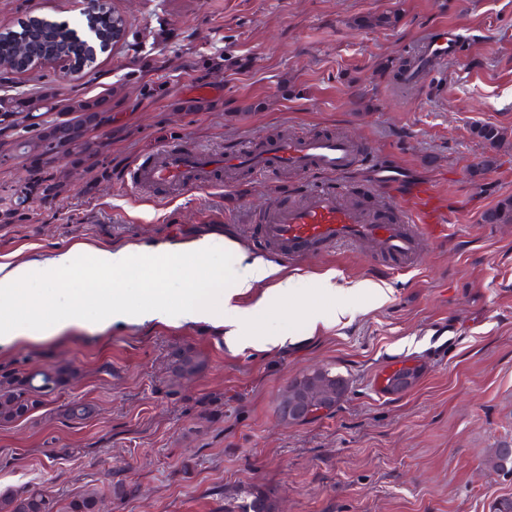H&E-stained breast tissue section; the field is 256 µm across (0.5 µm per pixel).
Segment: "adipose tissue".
I'll return each instance as SVG.
<instances>
[{
    "mask_svg": "<svg viewBox=\"0 0 512 512\" xmlns=\"http://www.w3.org/2000/svg\"><path fill=\"white\" fill-rule=\"evenodd\" d=\"M219 247V242L211 238L159 243L147 249L132 244H111L88 253L82 246L72 245L23 260L0 261V348L20 339H39L64 332L87 314L91 317V325L101 331L116 324L208 322L224 326V343L228 348L245 349L250 342L241 333L243 326L288 296L298 294L300 280L282 274L278 267L236 247L230 248L225 264L207 270V277L219 283L208 297L191 303H176L157 288L151 303L132 306L116 288L112 291L110 304L102 306L98 303L102 293L101 274L137 266L143 252L155 255L157 268L162 271L174 264L198 262ZM42 270L52 271L57 276L52 299L54 317H14L18 284L31 281ZM76 276L85 279L87 286L75 294L68 283ZM242 297L248 298V305H239L238 300Z\"/></svg>",
    "mask_w": 512,
    "mask_h": 512,
    "instance_id": "adipose-tissue-1",
    "label": "adipose tissue"
}]
</instances>
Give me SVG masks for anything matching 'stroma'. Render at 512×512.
Returning a JSON list of instances; mask_svg holds the SVG:
<instances>
[{
	"mask_svg": "<svg viewBox=\"0 0 512 512\" xmlns=\"http://www.w3.org/2000/svg\"><path fill=\"white\" fill-rule=\"evenodd\" d=\"M110 2L128 33L96 69L50 65L0 80V97L53 86L47 122L67 119L70 96L112 91L111 146L98 167L64 151L33 161L0 133V257L201 237L249 253L255 216L313 184H346L350 203L390 216L407 201L405 181L380 188L362 170L241 175L232 187L222 173L214 187L184 191L125 184L135 158L178 136L217 154L284 133L344 137L446 194L449 223L407 269L388 268L368 244L283 264L301 292L246 329L256 342L293 336L283 347L234 352L208 323H79L0 348L1 374L64 373L26 417L0 423V490L37 488L66 503L95 488L100 512H225L250 493L275 512H499L512 502V477L484 465L490 449L512 445V223L485 220L512 196V151L473 176L483 148L470 134L477 123L512 131V0ZM83 8L0 0V26L32 15L81 25ZM380 16L397 22L377 24ZM441 24L465 35L456 58L403 84L395 63ZM40 171L63 177L65 190H34ZM223 260L219 251L168 268L160 282L183 300ZM328 272L342 286L383 282L389 299L354 293L349 315L310 326L308 310L335 304L319 292ZM184 349L200 366L179 377L173 361ZM404 363L418 367L415 385L383 392L382 377ZM327 368L346 383L335 408L284 420L288 385ZM76 403L84 417L72 416Z\"/></svg>",
	"mask_w": 512,
	"mask_h": 512,
	"instance_id": "35a3bbf8",
	"label": "stroma"
}]
</instances>
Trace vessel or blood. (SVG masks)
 I'll use <instances>...</instances> for the list:
<instances>
[{
	"mask_svg": "<svg viewBox=\"0 0 512 512\" xmlns=\"http://www.w3.org/2000/svg\"><path fill=\"white\" fill-rule=\"evenodd\" d=\"M461 35L445 25L435 28L405 72L407 84H415L431 70L435 61L455 58ZM367 153L357 152L346 139L316 135L281 137L261 141L238 150L230 159L219 161L186 139L164 145L135 159L126 173L133 188L145 192L158 187L177 186L187 190L208 186L217 166L258 176L275 170L302 175H340L354 166H367ZM410 205L391 220L383 221L363 208L343 203L337 190L310 186L302 202L270 205L251 227L258 248L274 253L280 260L302 257L311 246L331 248L341 244L370 242L380 253L409 267L424 245L448 221L444 196L430 183L418 182L408 189Z\"/></svg>",
	"mask_w": 512,
	"mask_h": 512,
	"instance_id": "obj_1",
	"label": "vessel or blood"
}]
</instances>
